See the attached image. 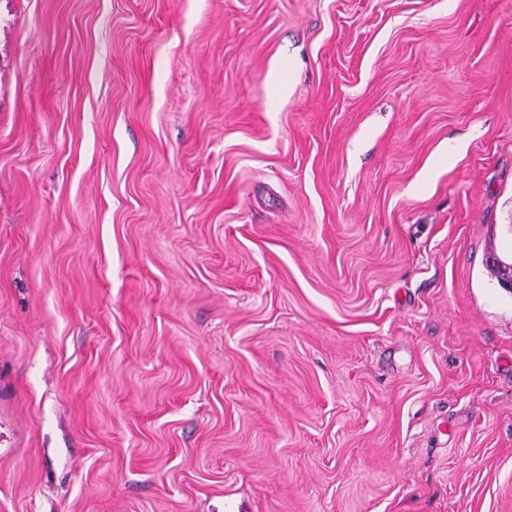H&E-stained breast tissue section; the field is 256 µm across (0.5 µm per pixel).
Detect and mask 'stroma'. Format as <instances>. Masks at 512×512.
<instances>
[{
	"instance_id": "stroma-1",
	"label": "stroma",
	"mask_w": 512,
	"mask_h": 512,
	"mask_svg": "<svg viewBox=\"0 0 512 512\" xmlns=\"http://www.w3.org/2000/svg\"><path fill=\"white\" fill-rule=\"evenodd\" d=\"M512 0H0V512H512Z\"/></svg>"
}]
</instances>
